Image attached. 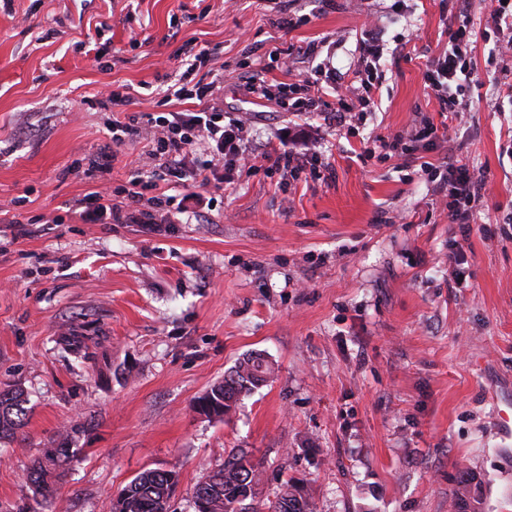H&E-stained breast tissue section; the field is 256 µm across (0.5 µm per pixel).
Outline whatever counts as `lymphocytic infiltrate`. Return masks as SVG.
<instances>
[{"label": "lymphocytic infiltrate", "mask_w": 512, "mask_h": 512, "mask_svg": "<svg viewBox=\"0 0 512 512\" xmlns=\"http://www.w3.org/2000/svg\"><path fill=\"white\" fill-rule=\"evenodd\" d=\"M448 42L443 51L427 59L424 80L432 95L438 101L441 111L446 112L448 121L459 122L468 110L466 92L468 80L473 71V62L468 51L477 33L468 23H452L446 28ZM288 55L287 49L274 48L267 51V63L246 76V90L257 98L277 103L288 112H314L322 106L316 84L272 83L265 74L272 66L280 64ZM380 50L371 44L365 49L364 67L358 70L352 84L338 93L336 111L340 116L352 112H368L375 105V92L381 76L378 72ZM186 68L179 79L168 85L167 96L178 100L195 99L203 102L201 111L184 114L161 112L139 121L129 116L127 121H113L112 142L120 145L126 142L147 141V155L153 165L168 178L183 180L187 172L202 175L215 165H222L224 172L221 182L230 184L239 171L247 174L258 172H279L283 176L297 178L305 164L318 161L321 151L318 142L307 145L305 153L295 154L284 151L273 155L268 151L256 152L249 148L250 117L240 114L225 118L223 110L215 107L213 100L222 84L220 75L211 80L200 79L201 71L210 69L211 55L202 48L185 62ZM445 171L438 185L448 194V214L453 222L469 223L481 199L482 179L466 166L456 161L443 162ZM153 181L132 180L125 199L126 207L112 202L109 189L88 193L79 205L82 215L94 222L136 221V206L142 200H150L154 208L169 213L182 210V201L174 196L154 195Z\"/></svg>", "instance_id": "f902f5d3"}]
</instances>
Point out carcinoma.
<instances>
[{
  "instance_id": "obj_1",
  "label": "carcinoma",
  "mask_w": 512,
  "mask_h": 512,
  "mask_svg": "<svg viewBox=\"0 0 512 512\" xmlns=\"http://www.w3.org/2000/svg\"><path fill=\"white\" fill-rule=\"evenodd\" d=\"M274 373L273 366L261 355L244 358L214 383L198 399L207 417L222 418L236 406L240 396L263 385ZM25 394L20 389L0 391V438L10 436L24 425ZM73 452L68 448H47L33 459L26 479L36 494L41 512H48L56 500L57 483L64 475ZM178 483L174 470L146 469L138 474L113 499L109 512H170V498ZM260 472L243 452L230 455L224 466L205 475L194 488L193 512H312L303 487L297 483L280 486L274 499H257ZM482 503L481 482L464 471L454 507L467 512L470 501Z\"/></svg>"
}]
</instances>
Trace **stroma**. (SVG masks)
<instances>
[{"label":"stroma","mask_w":512,"mask_h":512,"mask_svg":"<svg viewBox=\"0 0 512 512\" xmlns=\"http://www.w3.org/2000/svg\"><path fill=\"white\" fill-rule=\"evenodd\" d=\"M464 15L478 33L464 121L449 142L362 159L376 137L441 124L425 63ZM489 24L485 0H0V389L26 395L24 426L0 439V512L34 506L25 470L63 432L74 456L56 512H107L148 468L177 470L170 510L192 512L197 482L239 451L260 498L295 481L314 512H454L467 468L484 512H512V437L494 426L512 402V112L494 108ZM370 29L384 79L353 127L244 89L285 42L268 80L318 83L335 103ZM202 47L225 115L250 112L257 145L320 142L319 175L161 180L187 198L170 223L82 221L76 201L105 183L121 203L150 169L144 143L113 146V120L195 111L161 87ZM106 87L128 105L101 107ZM108 146L110 173L88 175ZM449 154L484 176L465 226L420 168ZM64 336L87 337L85 357ZM254 352L273 380L224 419L196 413Z\"/></svg>","instance_id":"35a3bbf8"}]
</instances>
